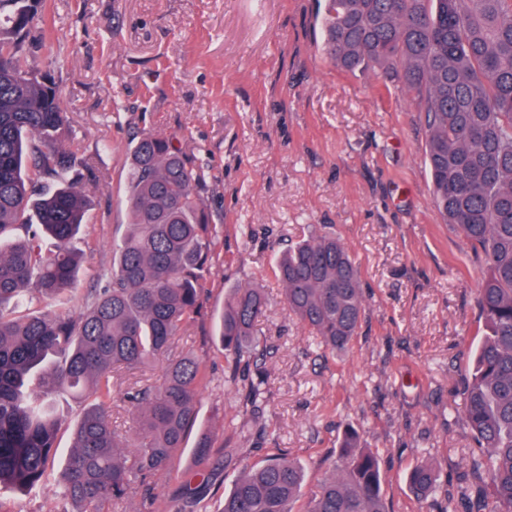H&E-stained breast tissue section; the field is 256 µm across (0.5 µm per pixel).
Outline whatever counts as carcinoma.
I'll use <instances>...</instances> for the list:
<instances>
[{
    "label": "carcinoma",
    "mask_w": 512,
    "mask_h": 512,
    "mask_svg": "<svg viewBox=\"0 0 512 512\" xmlns=\"http://www.w3.org/2000/svg\"><path fill=\"white\" fill-rule=\"evenodd\" d=\"M44 7V0H0V488L35 495L53 485L48 512H159L152 479L180 478L174 458L197 424L207 378L201 360L175 349L201 313L218 231L200 195L203 169L172 139L143 134L129 155V231L97 287L77 288L81 258L70 243L86 224L89 200L70 173L92 164L65 148L71 122L54 77L28 78L23 42ZM321 22L338 68H381L385 86L425 113L433 202L485 262L476 297L482 337L462 389L480 452L460 498L465 512H512V0H325ZM46 240L53 250L43 248ZM276 275L289 315L312 342L345 351L364 312L345 246L312 235L279 259ZM37 294L52 311L29 308ZM267 302L261 288H235L219 316L224 359L257 372L254 408L264 401L273 354L256 329ZM160 361L163 375L152 383L147 372ZM61 391L80 412L57 471ZM118 391L131 437L112 421ZM220 451L233 449L200 433L197 470ZM304 480L302 466L277 448L244 468L219 512H386L379 460L354 433L297 511ZM408 482L425 498L436 470L421 462ZM184 498L179 512H208L188 480Z\"/></svg>",
    "instance_id": "carcinoma-1"
}]
</instances>
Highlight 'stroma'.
Listing matches in <instances>:
<instances>
[{"label": "stroma", "mask_w": 512, "mask_h": 512, "mask_svg": "<svg viewBox=\"0 0 512 512\" xmlns=\"http://www.w3.org/2000/svg\"><path fill=\"white\" fill-rule=\"evenodd\" d=\"M323 0H47L24 42L29 65L51 73L69 113L70 149L93 160L82 184L88 235L78 286L112 265L131 222V141L173 138L204 171L205 206L223 244L212 253L204 308L180 336L207 365L201 428L238 453L197 472L191 448L180 480L156 477L160 512H177L183 483L208 486L218 512L244 466L273 448L304 468V494L327 474L346 432L380 462L387 512H446L476 445L462 387L481 328L483 260L432 202L425 115L388 94L375 71L346 73L325 53ZM331 232L356 262L364 316L350 349L324 354L280 301L273 267L303 237ZM264 288L259 332L276 351L268 397L243 419L244 381L230 370L215 320L232 288ZM247 423L250 439L229 432ZM440 475L419 499L407 474Z\"/></svg>", "instance_id": "obj_1"}]
</instances>
